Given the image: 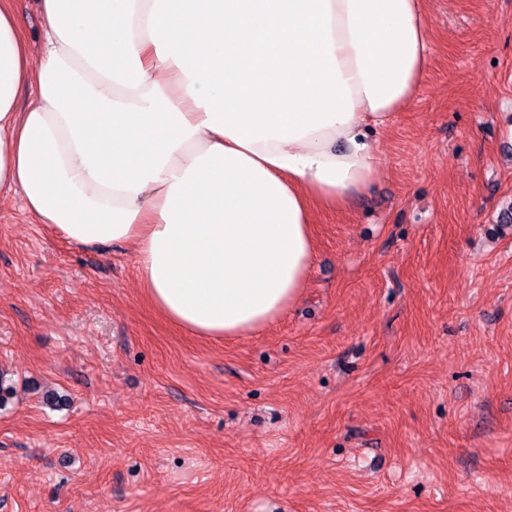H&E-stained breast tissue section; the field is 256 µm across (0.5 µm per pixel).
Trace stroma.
Returning <instances> with one entry per match:
<instances>
[{
  "label": "stroma",
  "mask_w": 512,
  "mask_h": 512,
  "mask_svg": "<svg viewBox=\"0 0 512 512\" xmlns=\"http://www.w3.org/2000/svg\"><path fill=\"white\" fill-rule=\"evenodd\" d=\"M432 65L300 299L223 341L132 249L0 199V512H512V0H422Z\"/></svg>",
  "instance_id": "stroma-1"
}]
</instances>
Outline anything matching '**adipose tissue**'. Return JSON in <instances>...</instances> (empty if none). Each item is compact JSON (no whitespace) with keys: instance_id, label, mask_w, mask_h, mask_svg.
Returning <instances> with one entry per match:
<instances>
[{"instance_id":"1","label":"adipose tissue","mask_w":512,"mask_h":512,"mask_svg":"<svg viewBox=\"0 0 512 512\" xmlns=\"http://www.w3.org/2000/svg\"><path fill=\"white\" fill-rule=\"evenodd\" d=\"M0 0V194L130 246L171 323L249 334L301 296L315 209L379 173L371 133L431 58L420 0ZM27 106H19L21 90ZM15 9L26 22V35L32 41H39L42 37V19L38 0H16Z\"/></svg>"}]
</instances>
